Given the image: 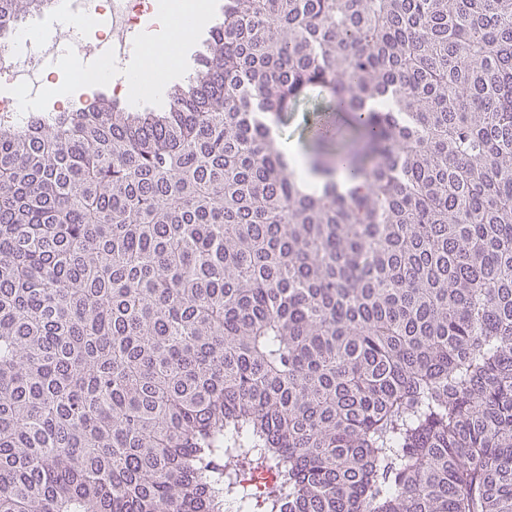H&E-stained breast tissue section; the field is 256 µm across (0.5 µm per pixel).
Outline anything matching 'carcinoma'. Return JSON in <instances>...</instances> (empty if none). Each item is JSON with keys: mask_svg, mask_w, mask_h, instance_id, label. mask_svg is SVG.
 <instances>
[{"mask_svg": "<svg viewBox=\"0 0 512 512\" xmlns=\"http://www.w3.org/2000/svg\"><path fill=\"white\" fill-rule=\"evenodd\" d=\"M168 98L0 123V512H512V0H224ZM330 99L331 92L329 89L321 87L309 89L296 104L290 105L289 112L277 124L276 128L280 137L283 140H293L300 149L306 137L304 131L306 117L311 116L316 108Z\"/></svg>", "mask_w": 512, "mask_h": 512, "instance_id": "1", "label": "carcinoma"}]
</instances>
